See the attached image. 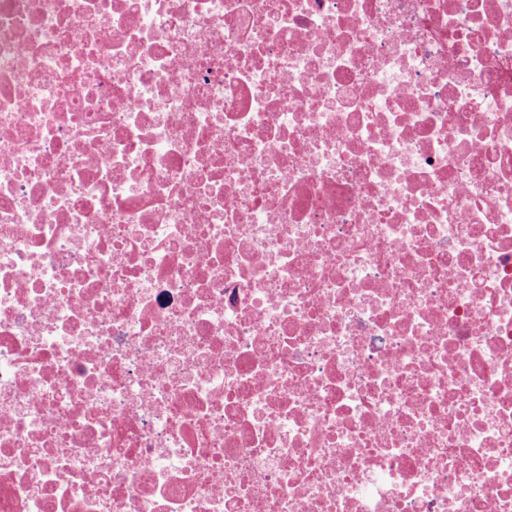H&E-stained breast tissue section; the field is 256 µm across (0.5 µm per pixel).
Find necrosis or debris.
<instances>
[{"label":"necrosis or debris","mask_w":512,"mask_h":512,"mask_svg":"<svg viewBox=\"0 0 512 512\" xmlns=\"http://www.w3.org/2000/svg\"><path fill=\"white\" fill-rule=\"evenodd\" d=\"M0 512H512V0H0Z\"/></svg>","instance_id":"4bbe7bcc"}]
</instances>
